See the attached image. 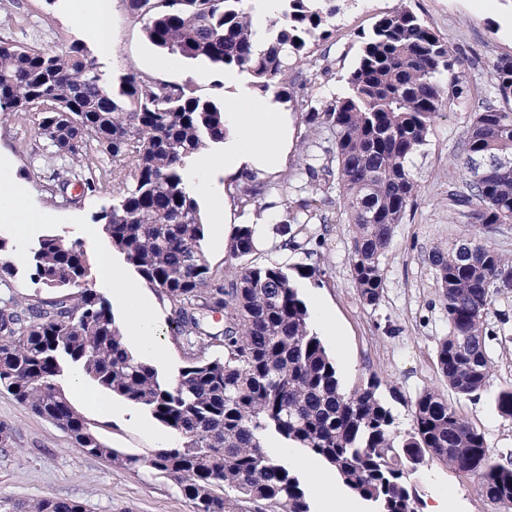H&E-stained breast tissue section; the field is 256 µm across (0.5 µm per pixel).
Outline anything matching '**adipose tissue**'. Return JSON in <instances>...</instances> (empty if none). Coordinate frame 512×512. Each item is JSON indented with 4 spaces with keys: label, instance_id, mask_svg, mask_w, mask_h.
Listing matches in <instances>:
<instances>
[{
    "label": "adipose tissue",
    "instance_id": "adipose-tissue-1",
    "mask_svg": "<svg viewBox=\"0 0 512 512\" xmlns=\"http://www.w3.org/2000/svg\"><path fill=\"white\" fill-rule=\"evenodd\" d=\"M224 81L241 90L240 95L224 101V153L217 162L209 154H198L195 164L209 169L221 165L228 176L277 166L288 138L286 115L281 112L279 102L270 94L259 98L251 96L247 90L250 82L247 75L228 71ZM112 300L126 313L127 331L144 349H155L157 320L139 284L133 280L117 282Z\"/></svg>",
    "mask_w": 512,
    "mask_h": 512
}]
</instances>
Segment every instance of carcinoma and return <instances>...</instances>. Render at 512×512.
<instances>
[{"label": "carcinoma", "mask_w": 512, "mask_h": 512, "mask_svg": "<svg viewBox=\"0 0 512 512\" xmlns=\"http://www.w3.org/2000/svg\"><path fill=\"white\" fill-rule=\"evenodd\" d=\"M337 10L336 0H281V20L262 31L254 25L255 0H137L132 14L157 49L245 72L266 93L288 82L290 58L308 61L312 47L330 37L326 26ZM334 65L324 49L315 75H333ZM489 73L493 97L480 94L464 59L399 0L363 34L345 95L318 108L300 99L312 135L328 138L321 153L303 155L300 172L310 181L297 214H288L320 247L325 234L308 224L315 217L328 222L322 207L336 193L349 224L353 284L364 305L377 306L394 228L419 193L411 160L443 113L470 112L448 212L475 233L465 255L456 240L428 254L448 317L437 368L460 398L487 387V311L493 295L512 288V258L488 242L490 226L512 224V164L490 169L481 181L470 178L477 155L512 160V57L494 60ZM0 112L36 116L55 194L74 180L84 192H97L95 161H112L115 195L97 220L159 296L183 351L172 378L132 353L110 302L89 285L78 240L41 236L30 248L29 270L45 293L13 295L18 268L0 238V390L88 454L175 481L197 512H313L301 475L267 451L270 438L325 463L375 512H417L407 475L428 454L477 475L495 509L512 512V467L443 395L422 392L413 427L403 434L377 379L344 390L300 294L299 280L313 277L315 268L249 261L256 250L251 224L232 228L231 275L208 264L205 224L184 173L193 155L224 142V101L141 72L109 79L77 45L58 52L0 40ZM268 189L251 175L233 184L231 197L244 212L257 208ZM72 369L148 412L179 443L145 457L103 442L61 386ZM494 403L512 418V385L500 388ZM0 512L86 509L80 501L42 498L0 500Z\"/></svg>", "instance_id": "carcinoma-1"}]
</instances>
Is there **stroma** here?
I'll return each instance as SVG.
<instances>
[{"mask_svg": "<svg viewBox=\"0 0 512 512\" xmlns=\"http://www.w3.org/2000/svg\"><path fill=\"white\" fill-rule=\"evenodd\" d=\"M412 9L465 58L469 78L483 93H492L488 66L497 57L512 55V0H408ZM107 22L112 52L99 54L85 31L95 25L90 0H0V40L19 46L38 44L64 51L73 43L85 44L91 57L106 72L130 71L190 83L203 97L223 95V72L203 64L157 51L146 39L143 24L131 14L127 0H108ZM398 4V0H340V10L330 19L331 55L336 60L332 77H314L311 65L306 95L313 103L342 96L344 79L355 65L361 32ZM291 139L281 168L264 174L274 184L271 234L258 245L251 259L257 264L307 265L316 275L300 282L310 325L335 359L344 388L378 378L379 393L391 407L400 432L413 426L416 397L424 390L447 393L448 386L435 365L439 340L448 334V318L439 301V288L427 261L429 252L467 235L469 228L451 223L448 184L456 174L459 151L470 115L449 112L439 118L423 151L412 160L420 192L415 206L395 229L392 248L383 263L386 287L377 308L363 305L350 275L348 226L338 203L326 205L331 231L324 246L313 254L284 249L295 227L286 221L290 202L302 184L298 168L308 145V126L299 107L284 103ZM43 141L35 132L29 112H0V172L28 191V215L14 223L0 222V237L14 250L27 252L40 236L55 234L81 241L87 253L110 248L111 242L95 222L96 213L112 202L109 165L99 166L98 193L69 189L67 196L48 190L51 168L42 159ZM150 307L158 319V346L164 358L158 371L173 375L183 352L173 335L168 313L158 296ZM491 335L487 350L492 362L490 386L472 398H452L451 403L484 433L500 461L512 462V418L496 410L493 393L512 385V291L494 295L486 318ZM70 390L76 409L93 423L100 438L112 447L149 455L174 444L177 434L158 424L148 413L122 399H114L113 414L104 416L98 403L105 394L92 381L82 393ZM0 423L13 432L10 447L0 448V498L31 503L49 497L84 502L88 512H196L179 486L149 469L127 471L91 456L51 423L0 391ZM408 483L416 488L420 512L435 499L450 498L451 512H495L477 491V480L459 474L437 459L426 458Z\"/></svg>", "mask_w": 512, "mask_h": 512, "instance_id": "obj_1", "label": "stroma"}]
</instances>
